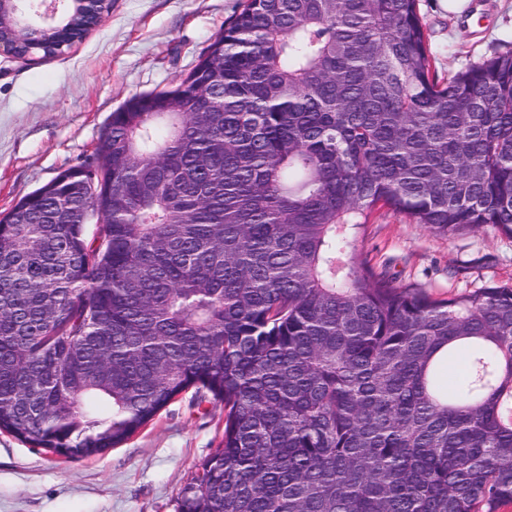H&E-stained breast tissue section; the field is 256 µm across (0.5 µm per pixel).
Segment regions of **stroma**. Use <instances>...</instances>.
Instances as JSON below:
<instances>
[{
	"label": "stroma",
	"instance_id": "35a3bbf8",
	"mask_svg": "<svg viewBox=\"0 0 512 512\" xmlns=\"http://www.w3.org/2000/svg\"><path fill=\"white\" fill-rule=\"evenodd\" d=\"M239 0H112L106 20L64 54L0 55V214L92 155L132 95L174 86L234 15ZM436 74L512 48V0H419ZM356 249L376 270L436 298L512 284V238L487 227L436 235L388 209ZM224 432L221 409L171 402L120 447L66 459L0 433V512H177L182 488Z\"/></svg>",
	"mask_w": 512,
	"mask_h": 512
}]
</instances>
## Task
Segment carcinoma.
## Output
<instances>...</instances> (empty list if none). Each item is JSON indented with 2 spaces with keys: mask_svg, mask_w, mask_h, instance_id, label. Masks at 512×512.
Returning a JSON list of instances; mask_svg holds the SVG:
<instances>
[{
  "mask_svg": "<svg viewBox=\"0 0 512 512\" xmlns=\"http://www.w3.org/2000/svg\"><path fill=\"white\" fill-rule=\"evenodd\" d=\"M93 24L6 18L39 58ZM95 154L96 192L72 166L0 217V431L96 457L191 391L224 434L178 512L512 504V285L434 298L355 249L382 207L512 237L511 49L441 81L418 0H241Z\"/></svg>",
  "mask_w": 512,
  "mask_h": 512,
  "instance_id": "carcinoma-1",
  "label": "carcinoma"
}]
</instances>
